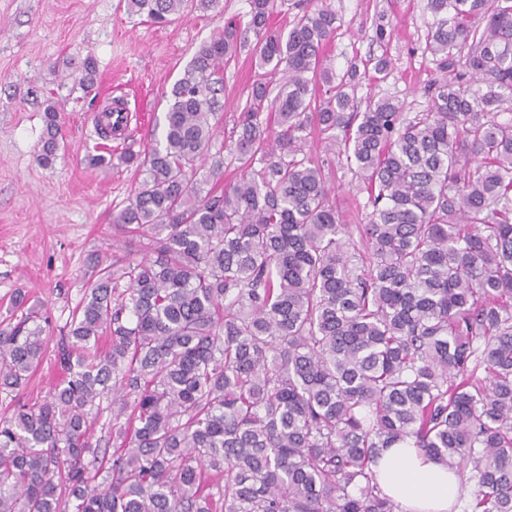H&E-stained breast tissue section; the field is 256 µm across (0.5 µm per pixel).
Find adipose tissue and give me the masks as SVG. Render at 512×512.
Returning a JSON list of instances; mask_svg holds the SVG:
<instances>
[{"label":"adipose tissue","mask_w":512,"mask_h":512,"mask_svg":"<svg viewBox=\"0 0 512 512\" xmlns=\"http://www.w3.org/2000/svg\"><path fill=\"white\" fill-rule=\"evenodd\" d=\"M375 471L403 512H450L462 485L458 470L410 446L382 449Z\"/></svg>","instance_id":"adipose-tissue-1"}]
</instances>
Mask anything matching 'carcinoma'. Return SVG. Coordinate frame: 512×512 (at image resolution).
Here are the masks:
<instances>
[{"mask_svg": "<svg viewBox=\"0 0 512 512\" xmlns=\"http://www.w3.org/2000/svg\"><path fill=\"white\" fill-rule=\"evenodd\" d=\"M190 5L220 0H128L161 25ZM250 5L174 84L163 141L120 156L143 174L112 212L124 252L93 262L63 379L0 418V512H399L374 467L408 443L471 469L463 512H512V0H427L442 77L411 118L392 98L359 109L357 72L325 57L331 8L284 31L275 0ZM242 30L262 73L212 155ZM77 82L95 91L93 57ZM44 124L52 167L58 104ZM312 128L367 196L357 247L305 152ZM226 155L239 177L203 192ZM12 305L8 395L41 365L48 322L25 294ZM105 413L112 458L92 470Z\"/></svg>", "mask_w": 512, "mask_h": 512, "instance_id": "cac0c4a2", "label": "carcinoma"}]
</instances>
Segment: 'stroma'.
<instances>
[{
	"label": "stroma",
	"mask_w": 512,
	"mask_h": 512,
	"mask_svg": "<svg viewBox=\"0 0 512 512\" xmlns=\"http://www.w3.org/2000/svg\"><path fill=\"white\" fill-rule=\"evenodd\" d=\"M323 3L338 18L325 49L337 73L378 59L388 63L384 78L356 83V101L390 96L406 116L424 111V89L440 76L423 52L434 21L426 0H278L272 23L285 27L303 8ZM249 9V0H220L216 10L159 27L131 14L126 0H0V322L20 291L43 303L46 333L59 336L92 283L94 258L124 241L112 213L140 175L117 162L90 164L100 152L91 114L117 102L128 109L130 125L125 138L113 139V154L161 139L172 87L198 46ZM89 55L97 66L93 97L71 79ZM257 73L248 48L225 66L221 138L230 137ZM50 99L61 109L63 144L46 168L37 155ZM325 173L350 240L359 242L366 196L357 192L344 157Z\"/></svg>",
	"instance_id": "1"
}]
</instances>
